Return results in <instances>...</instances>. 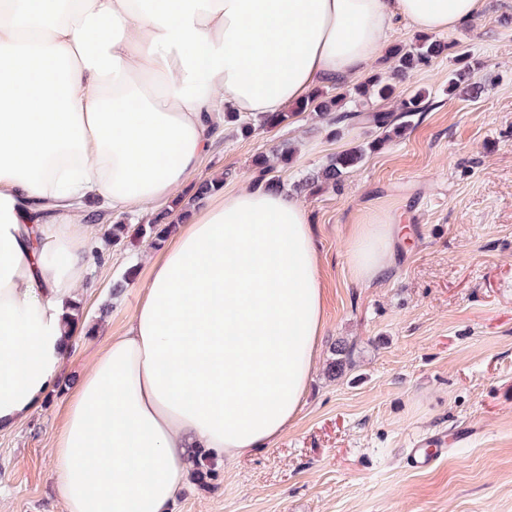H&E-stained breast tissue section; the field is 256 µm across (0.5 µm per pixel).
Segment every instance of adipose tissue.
Returning a JSON list of instances; mask_svg holds the SVG:
<instances>
[{"label":"adipose tissue","mask_w":512,"mask_h":512,"mask_svg":"<svg viewBox=\"0 0 512 512\" xmlns=\"http://www.w3.org/2000/svg\"><path fill=\"white\" fill-rule=\"evenodd\" d=\"M485 0H0V431L56 390L100 208L167 215L127 327L66 397L52 444L63 512H170L187 451L267 448L297 417L324 330L306 206L276 186L168 212L224 115L281 112L365 77L397 20L439 33ZM404 224L361 230L382 277Z\"/></svg>","instance_id":"adipose-tissue-1"}]
</instances>
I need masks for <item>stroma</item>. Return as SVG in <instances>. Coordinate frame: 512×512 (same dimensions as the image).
Instances as JSON below:
<instances>
[{
  "instance_id": "stroma-1",
  "label": "stroma",
  "mask_w": 512,
  "mask_h": 512,
  "mask_svg": "<svg viewBox=\"0 0 512 512\" xmlns=\"http://www.w3.org/2000/svg\"><path fill=\"white\" fill-rule=\"evenodd\" d=\"M512 0H486L482 19L442 33L481 68L480 98L448 97L449 57L401 84L427 107L404 135L383 140L369 125L328 128L309 114L267 132L219 131L199 178L224 176L231 192L253 160L283 143L295 149L278 175L292 187L327 157L359 143L382 146L342 190L304 196L322 256L325 330L306 402L269 447L217 463L210 488L191 485L172 512H512ZM408 224L410 243L370 282L352 277L356 224ZM146 244L105 243L78 294L83 323L66 364L87 370L109 336L128 326L150 274ZM135 277L120 297L112 283ZM350 349L328 371L337 344ZM64 397L51 393L33 417L0 433V512H62L51 444ZM439 433L448 451L411 469V438Z\"/></svg>"
}]
</instances>
